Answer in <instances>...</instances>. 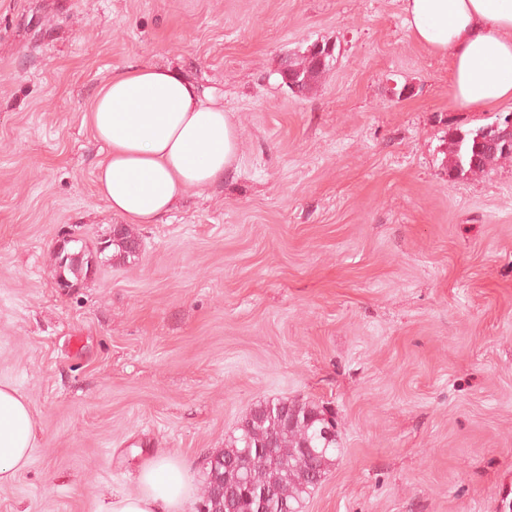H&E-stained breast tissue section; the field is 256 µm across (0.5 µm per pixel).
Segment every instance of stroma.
I'll return each mask as SVG.
<instances>
[{
  "label": "stroma",
  "instance_id": "35a3bbf8",
  "mask_svg": "<svg viewBox=\"0 0 512 512\" xmlns=\"http://www.w3.org/2000/svg\"><path fill=\"white\" fill-rule=\"evenodd\" d=\"M136 62L212 90L239 154L118 262L84 115ZM510 113L454 104L404 0H0V383L36 424L0 512H95L162 452L204 512L210 456L274 398L336 419L303 512H512V160L446 156ZM65 237L93 265L70 288ZM316 47L314 45L313 49ZM313 49H309L307 55L285 60L282 65L280 70L282 81L295 93L305 94L312 90L329 67L332 54L328 52L326 46L320 48L322 62L316 61Z\"/></svg>",
  "mask_w": 512,
  "mask_h": 512
}]
</instances>
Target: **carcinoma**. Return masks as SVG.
I'll return each mask as SVG.
<instances>
[{
    "label": "carcinoma",
    "mask_w": 512,
    "mask_h": 512,
    "mask_svg": "<svg viewBox=\"0 0 512 512\" xmlns=\"http://www.w3.org/2000/svg\"><path fill=\"white\" fill-rule=\"evenodd\" d=\"M323 61L313 50L285 61L280 70L288 88L305 94L313 89L328 69L332 54L320 48ZM489 128L460 132L448 147V164L460 173L482 172L499 159L512 157V146L492 150L486 145ZM112 258L126 261L135 256L139 242L125 226L113 229ZM327 425L324 411L297 401H263L246 413L224 450L210 457L203 502L207 512H253V498L265 494L270 512L286 505L290 512H302L303 502L322 484L339 451L337 438L327 439L321 430ZM219 482L229 495L214 494Z\"/></svg>",
    "instance_id": "obj_1"
}]
</instances>
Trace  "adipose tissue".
<instances>
[{"instance_id":"1","label":"adipose tissue","mask_w":512,"mask_h":512,"mask_svg":"<svg viewBox=\"0 0 512 512\" xmlns=\"http://www.w3.org/2000/svg\"><path fill=\"white\" fill-rule=\"evenodd\" d=\"M411 37L449 57L453 100L468 112L512 101V0H404ZM106 152L97 191L129 224H156L189 191L223 181L239 136L220 100L177 70L135 63L113 72L84 117ZM35 423L25 397L0 384V485L29 462ZM137 489L100 501L95 512H181L190 480L177 457L140 469Z\"/></svg>"}]
</instances>
